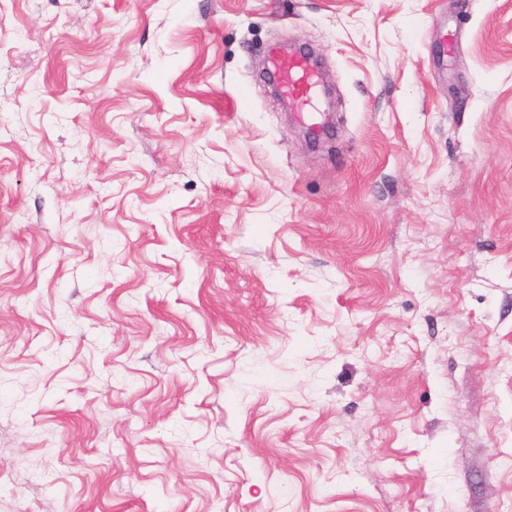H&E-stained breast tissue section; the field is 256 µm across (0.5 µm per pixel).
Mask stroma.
Returning <instances> with one entry per match:
<instances>
[{"mask_svg": "<svg viewBox=\"0 0 512 512\" xmlns=\"http://www.w3.org/2000/svg\"><path fill=\"white\" fill-rule=\"evenodd\" d=\"M0 112V512H512V0H0ZM270 67L289 102L299 105L301 112L312 108L313 93L320 86V75L307 55H276L271 58Z\"/></svg>", "mask_w": 512, "mask_h": 512, "instance_id": "35a3bbf8", "label": "stroma"}]
</instances>
